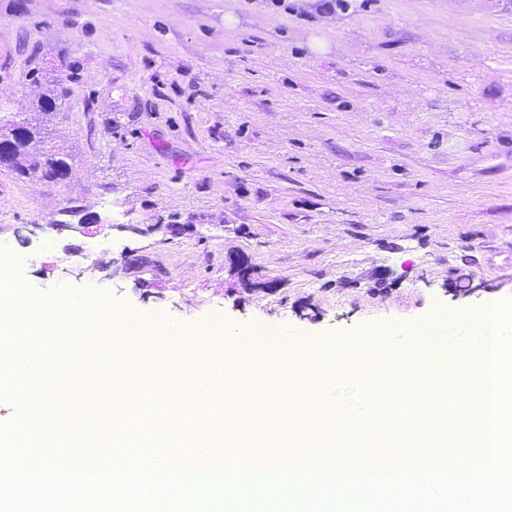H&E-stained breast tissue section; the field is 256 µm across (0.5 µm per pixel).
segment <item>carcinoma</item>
Instances as JSON below:
<instances>
[{"instance_id": "1", "label": "carcinoma", "mask_w": 512, "mask_h": 512, "mask_svg": "<svg viewBox=\"0 0 512 512\" xmlns=\"http://www.w3.org/2000/svg\"><path fill=\"white\" fill-rule=\"evenodd\" d=\"M63 93L52 90V95L45 98L38 111V117L31 120L28 130L13 146V167L21 176L34 175L38 172L47 175L57 170H72V156L63 149L49 143L45 131L44 119L58 108L56 99Z\"/></svg>"}]
</instances>
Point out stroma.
Listing matches in <instances>:
<instances>
[{
	"instance_id": "1",
	"label": "stroma",
	"mask_w": 512,
	"mask_h": 512,
	"mask_svg": "<svg viewBox=\"0 0 512 512\" xmlns=\"http://www.w3.org/2000/svg\"><path fill=\"white\" fill-rule=\"evenodd\" d=\"M335 16L324 28L297 0H0V118L65 88L46 125L74 159L60 183L0 165L18 279L49 306L107 293L131 336L278 342L256 375L268 397L219 433L198 414L208 445L176 461L258 463V418L268 452L292 458L283 415L320 414L331 395L350 411L375 348L400 351L432 311L512 299V0H350ZM297 346L349 357L336 387L315 380L283 411L275 364ZM104 347L89 336L51 360L75 392H108L110 370L85 371ZM134 379L168 406L159 434L128 407L140 439L182 431L183 363ZM418 436L400 419L353 456L420 459Z\"/></svg>"
}]
</instances>
